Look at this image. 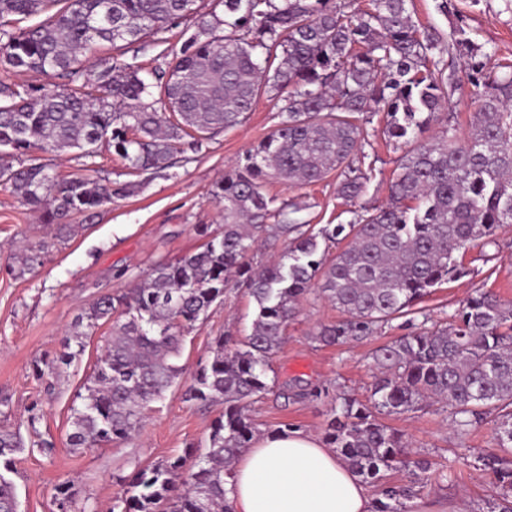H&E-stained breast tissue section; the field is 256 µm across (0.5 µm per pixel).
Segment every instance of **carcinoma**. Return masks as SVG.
<instances>
[{
  "label": "carcinoma",
  "instance_id": "obj_1",
  "mask_svg": "<svg viewBox=\"0 0 512 512\" xmlns=\"http://www.w3.org/2000/svg\"><path fill=\"white\" fill-rule=\"evenodd\" d=\"M0 0V68L39 72L54 84L0 82V185L22 205L42 212L65 240L76 215L130 195L135 182L101 184L61 177L37 163L16 168L9 158L37 150L93 157L112 146L132 173L165 169L202 141L236 127L264 92L285 94L282 119L224 173L214 197L224 214L215 233L201 229V249L154 264L134 287L100 296L79 322L112 324L72 408V450L132 438L151 405L181 374L176 364L184 332L235 285L256 303L242 340L218 336L187 390L205 406L224 405L209 446L140 467L114 500L112 512H230L225 484L251 447L256 430L247 403L268 391L270 358L312 282L345 318L323 325L316 339L339 344L373 335L417 301L468 275L455 254L473 242L496 243L512 224V64L489 66L490 55L457 26L448 48L413 21L409 0H224V17L196 13V0ZM46 19L19 31L9 17ZM195 30L180 47L168 33L187 15ZM133 45L148 38L163 50L144 71L136 61L101 59L93 84L84 79L86 52L101 42ZM467 59L468 83L478 89L471 129L459 138L450 126L430 133L439 112L460 89L457 58ZM384 112V134L404 147L396 159L388 202L364 201L370 176L364 145L370 115ZM336 173L337 192L359 204L348 224L319 229L293 218L298 203L276 205L271 180L307 185ZM287 247L259 271L247 262L261 236ZM336 248L332 259L320 245ZM46 242L16 255L30 268ZM416 331L376 352L373 408L341 398L325 428V442L367 482L382 479L405 448L403 434L379 422L414 412L428 399L443 401L457 425L494 416L498 451L479 457L494 476L496 512H512V304L478 288L461 310L438 322L423 312ZM78 347L71 350V345ZM84 350L83 334L63 352L34 364L52 387ZM17 434L0 430V512H18ZM195 457L185 471L187 459ZM408 487L385 485L375 512H409Z\"/></svg>",
  "mask_w": 512,
  "mask_h": 512
}]
</instances>
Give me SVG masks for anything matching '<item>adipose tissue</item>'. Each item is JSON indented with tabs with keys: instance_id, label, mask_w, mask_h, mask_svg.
Returning a JSON list of instances; mask_svg holds the SVG:
<instances>
[{
	"instance_id": "adipose-tissue-1",
	"label": "adipose tissue",
	"mask_w": 512,
	"mask_h": 512,
	"mask_svg": "<svg viewBox=\"0 0 512 512\" xmlns=\"http://www.w3.org/2000/svg\"><path fill=\"white\" fill-rule=\"evenodd\" d=\"M232 512H374L375 500L335 449L294 430L257 437L234 464Z\"/></svg>"
}]
</instances>
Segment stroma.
Returning <instances> with one entry per match:
<instances>
[{"label":"stroma","instance_id":"1","mask_svg":"<svg viewBox=\"0 0 512 512\" xmlns=\"http://www.w3.org/2000/svg\"><path fill=\"white\" fill-rule=\"evenodd\" d=\"M464 15L470 38L491 52L495 62L512 61V0H453ZM281 97L262 94L239 126L203 142L178 166L140 177L133 195L99 208L93 221L77 220L66 241H51L37 213L0 188V429L19 432L25 441L49 442L53 450L25 452L16 457L14 481L20 512H58L56 489L69 483L76 492L71 512H110L123 490L124 478L137 467L178 456L189 447L205 448L223 405L204 406L186 400L185 392L200 362L208 359L217 336H246L256 315L253 299L243 290L228 288L204 319L187 333L179 363L180 378L153 403L138 437L98 448L71 450L67 435L71 408L96 357L112 332L111 325L95 328L85 350L45 391L35 380L33 365L54 357L65 337L74 335L78 315L101 295L134 287L150 266L198 250L204 238L199 227L220 230L223 215L213 197L216 184L251 145L281 119ZM374 115L373 134L364 151L371 167L367 197L381 202L396 156ZM41 163L66 176L82 174L104 183L127 181V168L113 148L101 147L92 158L69 153L41 154ZM266 191L278 201L301 204L299 221L317 226L344 224L354 205L337 194L336 177L306 186L278 181ZM47 241L30 270L20 271L15 245ZM467 276L442 285L420 307L438 321L462 307L474 289L483 287L512 302V224L497 232L493 245L475 244L464 256ZM341 312L319 291L302 300L284 339L271 359L269 389L249 406L259 433L282 426L323 435L338 395L370 403L377 373L376 351L398 336L413 332L408 318L393 320L372 336L339 345L315 338L320 325L341 319ZM41 417L29 427L32 407ZM380 422L405 433L409 442L385 482L412 486L413 512H448L450 504L466 501L472 512H485L495 489L490 475L474 468L479 454L494 448L493 422L461 431L448 412L429 407L411 416L380 415Z\"/></svg>","mask_w":512,"mask_h":512}]
</instances>
